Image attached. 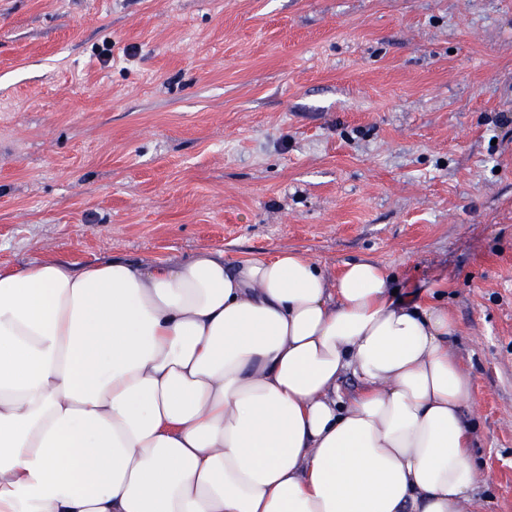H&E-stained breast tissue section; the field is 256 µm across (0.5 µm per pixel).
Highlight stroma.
Masks as SVG:
<instances>
[{"instance_id":"stroma-1","label":"stroma","mask_w":512,"mask_h":512,"mask_svg":"<svg viewBox=\"0 0 512 512\" xmlns=\"http://www.w3.org/2000/svg\"><path fill=\"white\" fill-rule=\"evenodd\" d=\"M202 249L444 284L512 512V0H0V268Z\"/></svg>"}]
</instances>
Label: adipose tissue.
I'll list each match as a JSON object with an SVG mask.
<instances>
[{
    "label": "adipose tissue",
    "mask_w": 512,
    "mask_h": 512,
    "mask_svg": "<svg viewBox=\"0 0 512 512\" xmlns=\"http://www.w3.org/2000/svg\"><path fill=\"white\" fill-rule=\"evenodd\" d=\"M392 284L291 250L0 270V512H461L456 322Z\"/></svg>",
    "instance_id": "ef3b65f1"
}]
</instances>
